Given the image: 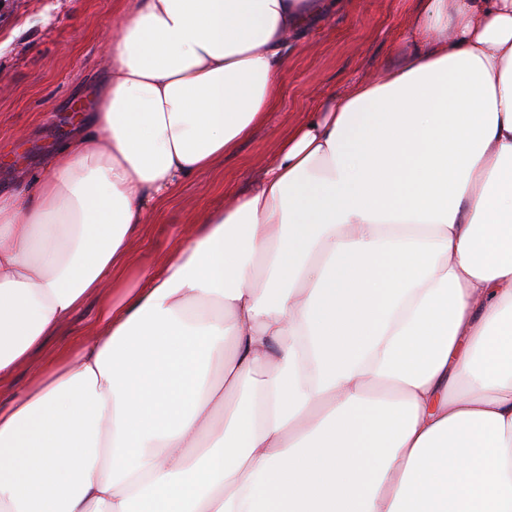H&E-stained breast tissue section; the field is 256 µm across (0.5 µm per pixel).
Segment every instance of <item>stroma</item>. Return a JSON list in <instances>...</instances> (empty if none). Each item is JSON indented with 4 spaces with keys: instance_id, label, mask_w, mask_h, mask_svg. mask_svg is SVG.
<instances>
[{
    "instance_id": "35a3bbf8",
    "label": "stroma",
    "mask_w": 512,
    "mask_h": 512,
    "mask_svg": "<svg viewBox=\"0 0 512 512\" xmlns=\"http://www.w3.org/2000/svg\"><path fill=\"white\" fill-rule=\"evenodd\" d=\"M412 8V0H340L317 20L289 48L266 122L222 162L181 182L141 225L128 287H136L139 269L156 266L170 252L190 223L248 195L281 141L310 112L395 64ZM122 11L121 0H0V190L20 183L25 170L66 140L79 100L107 66L103 37ZM106 303L89 297L18 367L13 383L0 386V399L29 386L60 346L95 324Z\"/></svg>"
}]
</instances>
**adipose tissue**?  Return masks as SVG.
Here are the masks:
<instances>
[{
    "label": "adipose tissue",
    "mask_w": 512,
    "mask_h": 512,
    "mask_svg": "<svg viewBox=\"0 0 512 512\" xmlns=\"http://www.w3.org/2000/svg\"><path fill=\"white\" fill-rule=\"evenodd\" d=\"M334 2L126 0L81 127L0 191V384L118 295L0 401V512H512V0H417L401 61L126 284ZM110 300V297H89L80 309L59 328L55 336L50 337L45 347L36 352L27 363L18 367L13 383L1 385V401H7L29 386L42 372L44 366L53 359L60 346L83 336L95 324L100 309Z\"/></svg>",
    "instance_id": "adipose-tissue-1"
}]
</instances>
